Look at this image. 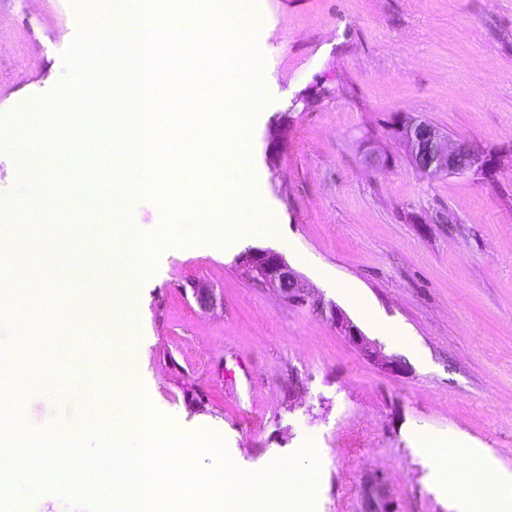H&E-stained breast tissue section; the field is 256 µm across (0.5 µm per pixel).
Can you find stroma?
I'll return each mask as SVG.
<instances>
[{
	"mask_svg": "<svg viewBox=\"0 0 512 512\" xmlns=\"http://www.w3.org/2000/svg\"><path fill=\"white\" fill-rule=\"evenodd\" d=\"M271 102L251 128L258 198L279 227L229 250L171 246L122 294L113 277L161 210L136 198L82 230L19 247L0 291V394L11 381L24 431H78L85 418L133 419L132 399L176 429L221 435L257 471L313 441V512H455L420 436L464 438L512 470V166L494 180L415 171L387 132L393 114L431 122L485 150L512 152V0H246ZM85 0H0V117L49 94L84 26ZM287 136L278 154L270 130ZM386 163L369 168L367 153ZM282 254L307 305L256 282L238 256ZM352 283L368 319L337 292ZM212 288L200 307L195 285ZM335 303L387 356L365 359L318 312ZM414 333L417 353L380 324ZM234 373L236 389L224 380Z\"/></svg>",
	"mask_w": 512,
	"mask_h": 512,
	"instance_id": "1",
	"label": "stroma"
}]
</instances>
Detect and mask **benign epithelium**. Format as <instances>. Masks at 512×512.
<instances>
[{
	"instance_id": "1",
	"label": "benign epithelium",
	"mask_w": 512,
	"mask_h": 512,
	"mask_svg": "<svg viewBox=\"0 0 512 512\" xmlns=\"http://www.w3.org/2000/svg\"><path fill=\"white\" fill-rule=\"evenodd\" d=\"M389 133L404 143L407 158L419 173L430 176L472 175L488 179L502 168L498 152L475 149L466 141H454L434 124L405 113L393 115ZM239 260L259 283L275 289L290 302L307 303L309 291L304 278L282 254L271 249L250 248L239 256ZM319 312L367 360L394 376L407 373L408 366L404 360L383 355L339 307L334 304L322 306Z\"/></svg>"
}]
</instances>
